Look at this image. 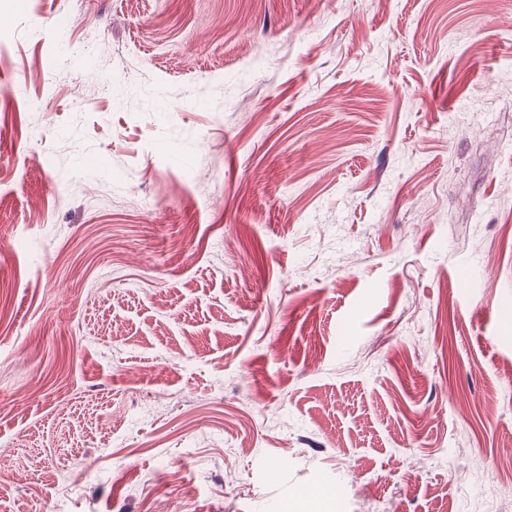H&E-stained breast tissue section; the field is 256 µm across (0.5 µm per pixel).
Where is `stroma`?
<instances>
[{
  "label": "stroma",
  "mask_w": 512,
  "mask_h": 512,
  "mask_svg": "<svg viewBox=\"0 0 512 512\" xmlns=\"http://www.w3.org/2000/svg\"><path fill=\"white\" fill-rule=\"evenodd\" d=\"M0 404V512H512V0H0Z\"/></svg>",
  "instance_id": "1"
}]
</instances>
